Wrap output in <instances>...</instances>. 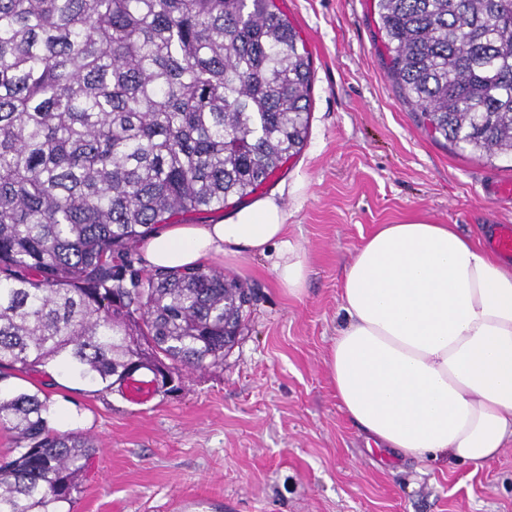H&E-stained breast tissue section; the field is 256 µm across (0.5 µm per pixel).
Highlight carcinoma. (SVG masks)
<instances>
[{"mask_svg": "<svg viewBox=\"0 0 512 512\" xmlns=\"http://www.w3.org/2000/svg\"><path fill=\"white\" fill-rule=\"evenodd\" d=\"M424 123L512 159V0H373ZM313 72L276 0H0V512L74 503L95 446L12 378L113 392L224 365L244 284L134 268L153 226L254 193L304 146Z\"/></svg>", "mask_w": 512, "mask_h": 512, "instance_id": "cac0c4a2", "label": "carcinoma"}]
</instances>
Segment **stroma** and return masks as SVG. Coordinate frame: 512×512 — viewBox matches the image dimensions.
Here are the masks:
<instances>
[{
	"mask_svg": "<svg viewBox=\"0 0 512 512\" xmlns=\"http://www.w3.org/2000/svg\"><path fill=\"white\" fill-rule=\"evenodd\" d=\"M277 3L312 62L308 137L245 203L283 208L306 287L288 294L259 255L213 258L251 290L241 336L222 367L185 374L169 396L93 395L61 371L25 377L62 429L97 440L73 512H171L181 498L200 500L195 512H512V446L480 467L367 447L324 364L345 270L365 240L414 220L483 240L491 221L512 224V200L484 192L512 182V162L424 126L391 77L373 0Z\"/></svg>",
	"mask_w": 512,
	"mask_h": 512,
	"instance_id": "35a3bbf8",
	"label": "stroma"
}]
</instances>
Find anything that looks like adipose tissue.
Wrapping results in <instances>:
<instances>
[{"instance_id": "obj_1", "label": "adipose tissue", "mask_w": 512, "mask_h": 512, "mask_svg": "<svg viewBox=\"0 0 512 512\" xmlns=\"http://www.w3.org/2000/svg\"><path fill=\"white\" fill-rule=\"evenodd\" d=\"M270 250L279 285L301 294L307 260L272 200L229 223L170 225L141 244L164 271ZM341 309L325 365L367 442L476 466L512 444V266L451 224H385L347 267Z\"/></svg>"}]
</instances>
